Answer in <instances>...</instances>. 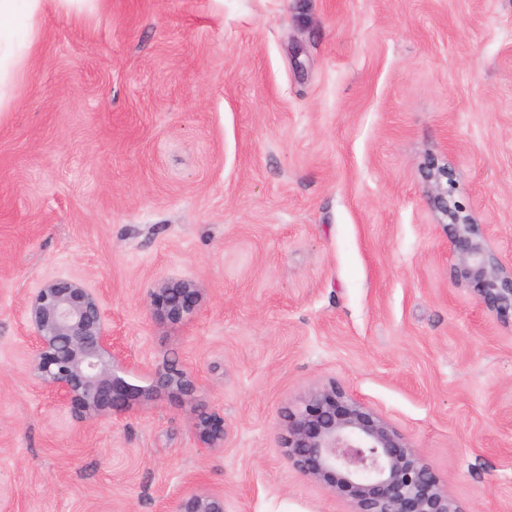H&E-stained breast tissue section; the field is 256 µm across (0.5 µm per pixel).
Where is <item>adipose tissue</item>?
<instances>
[{
  "label": "adipose tissue",
  "instance_id": "1",
  "mask_svg": "<svg viewBox=\"0 0 512 512\" xmlns=\"http://www.w3.org/2000/svg\"><path fill=\"white\" fill-rule=\"evenodd\" d=\"M48 0H0V55L9 62L13 78L24 72L25 59L38 46L37 15Z\"/></svg>",
  "mask_w": 512,
  "mask_h": 512
}]
</instances>
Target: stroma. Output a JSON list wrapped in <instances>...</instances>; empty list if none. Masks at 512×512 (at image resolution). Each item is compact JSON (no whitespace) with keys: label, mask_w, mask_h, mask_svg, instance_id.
<instances>
[{"label":"stroma","mask_w":512,"mask_h":512,"mask_svg":"<svg viewBox=\"0 0 512 512\" xmlns=\"http://www.w3.org/2000/svg\"><path fill=\"white\" fill-rule=\"evenodd\" d=\"M0 88V512H348L284 450L336 383L465 512H512V323L449 274L420 165L512 264V0H96L47 8ZM80 280L149 388L77 422L30 374L26 306ZM193 281L190 325L149 293ZM224 418L207 448L197 410ZM155 384L152 390H164L168 394L191 398L196 391V383L191 373L173 365L155 370ZM168 512H224V496L211 491H193L173 501Z\"/></svg>","instance_id":"35a3bbf8"}]
</instances>
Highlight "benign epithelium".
Listing matches in <instances>:
<instances>
[{"label": "benign epithelium", "mask_w": 512, "mask_h": 512, "mask_svg": "<svg viewBox=\"0 0 512 512\" xmlns=\"http://www.w3.org/2000/svg\"><path fill=\"white\" fill-rule=\"evenodd\" d=\"M429 198L450 228L451 280L500 318L512 316V266L491 249L476 219L453 199L448 163L435 156L421 166ZM153 314L173 324L190 321L201 291L189 280H168L150 293ZM32 343L31 375L72 405L80 422L125 407L142 390L123 374L131 369L112 339L99 298L76 279L46 282L27 302ZM154 389L190 398L191 373L173 365L155 370ZM193 429L207 448L224 447V418L196 415ZM288 460L309 478L347 499L350 512H463L436 474L393 425L331 384L312 391L303 407L287 415ZM168 512H224V495L193 491Z\"/></svg>", "instance_id": "obj_1"}]
</instances>
